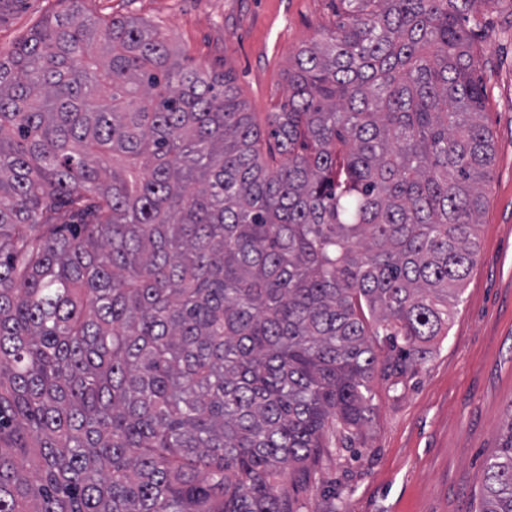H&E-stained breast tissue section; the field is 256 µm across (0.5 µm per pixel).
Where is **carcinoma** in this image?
I'll return each instance as SVG.
<instances>
[{
    "mask_svg": "<svg viewBox=\"0 0 512 512\" xmlns=\"http://www.w3.org/2000/svg\"><path fill=\"white\" fill-rule=\"evenodd\" d=\"M86 2L0 59V512H292L474 264L476 0H342L262 121ZM483 488L512 512V412Z\"/></svg>",
    "mask_w": 512,
    "mask_h": 512,
    "instance_id": "1",
    "label": "carcinoma"
}]
</instances>
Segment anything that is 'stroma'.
Masks as SVG:
<instances>
[{"instance_id": "obj_1", "label": "stroma", "mask_w": 512, "mask_h": 512, "mask_svg": "<svg viewBox=\"0 0 512 512\" xmlns=\"http://www.w3.org/2000/svg\"><path fill=\"white\" fill-rule=\"evenodd\" d=\"M68 0L0 10V53ZM91 9L159 25L188 63L229 73L247 111H277L297 51L336 21L340 0H91ZM472 38L495 145L478 252L447 335L425 363L375 373L373 412L342 446L285 483L293 512H476L481 473L512 415V0L478 4Z\"/></svg>"}]
</instances>
